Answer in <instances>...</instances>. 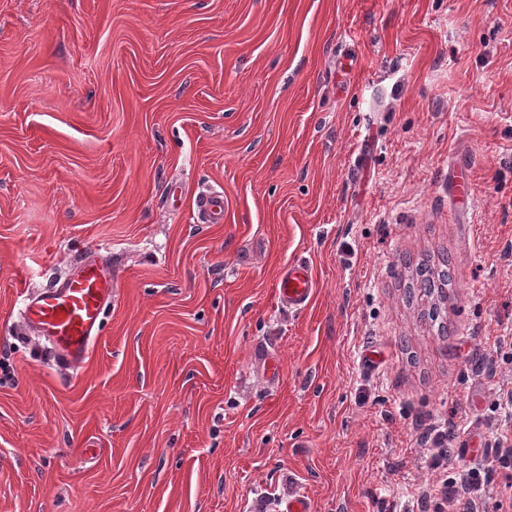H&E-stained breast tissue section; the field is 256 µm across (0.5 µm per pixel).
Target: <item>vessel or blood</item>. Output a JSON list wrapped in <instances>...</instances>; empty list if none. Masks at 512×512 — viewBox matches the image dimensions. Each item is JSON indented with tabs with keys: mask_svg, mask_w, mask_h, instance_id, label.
Returning <instances> with one entry per match:
<instances>
[{
	"mask_svg": "<svg viewBox=\"0 0 512 512\" xmlns=\"http://www.w3.org/2000/svg\"><path fill=\"white\" fill-rule=\"evenodd\" d=\"M197 210L210 222H222L223 193L199 197ZM313 286L309 265L295 263L278 278L279 301L294 310L304 309L313 296ZM115 292L110 269L97 259H88L81 263L77 273L28 296L23 319L44 339L58 363L78 366L89 357ZM275 512H313V504L309 497L292 491L277 500Z\"/></svg>",
	"mask_w": 512,
	"mask_h": 512,
	"instance_id": "vessel-or-blood-1",
	"label": "vessel or blood"
}]
</instances>
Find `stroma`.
Here are the masks:
<instances>
[{"label": "stroma", "mask_w": 512, "mask_h": 512, "mask_svg": "<svg viewBox=\"0 0 512 512\" xmlns=\"http://www.w3.org/2000/svg\"><path fill=\"white\" fill-rule=\"evenodd\" d=\"M91 255L69 369L22 310ZM475 472L451 512H512V0H0V512H419ZM197 210L200 215L213 223L224 220V195L222 192H212L197 200ZM448 271L440 270L437 273V277L434 271L427 267L421 266L417 270V278L416 284L414 283L409 288H416L419 294H422V297L431 298L435 294H437L438 289L441 288L438 286V282L440 281L444 285H451V278L453 274V270L451 268V262L448 259ZM313 278L310 267L305 262H297L285 270L278 278L277 292L281 304L288 309H304L313 296ZM456 485L457 482L448 483V479H445L425 492V499L431 504L432 511L444 512L449 504L459 501L457 499L458 490ZM276 512H312L313 504L309 497L298 492H289L286 496L280 497L275 509Z\"/></svg>", "instance_id": "obj_1"}]
</instances>
